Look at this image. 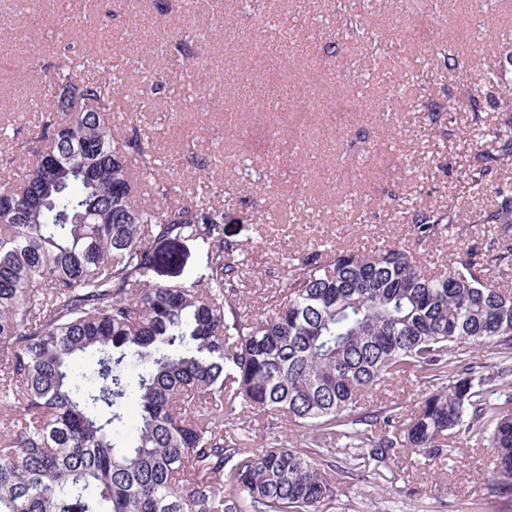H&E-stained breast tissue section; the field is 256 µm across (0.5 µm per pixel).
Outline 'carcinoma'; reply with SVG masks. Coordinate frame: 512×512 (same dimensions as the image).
Returning a JSON list of instances; mask_svg holds the SVG:
<instances>
[{
    "label": "carcinoma",
    "mask_w": 512,
    "mask_h": 512,
    "mask_svg": "<svg viewBox=\"0 0 512 512\" xmlns=\"http://www.w3.org/2000/svg\"><path fill=\"white\" fill-rule=\"evenodd\" d=\"M116 74L85 58L54 67L45 107L7 133L0 177V512H323L349 467L326 443L388 466L402 451L451 455L487 441L489 480L512 490V379L467 360L476 347L512 359V289L490 280L512 265V190L493 183L512 134L491 130L470 187L499 199L498 237L447 267L397 243L370 252L320 242L282 257L260 307L240 301L248 257L224 210L170 185L144 206L128 164L155 172L138 136L112 129ZM451 211L416 206L414 245L447 236ZM208 248L205 286L159 283L171 248ZM94 364L82 371L80 362ZM455 369L449 383L448 367ZM414 376L433 388L409 417L376 393ZM140 422L122 445L127 407ZM263 415L267 430L319 432L307 448H243L228 430Z\"/></svg>",
    "instance_id": "carcinoma-1"
}]
</instances>
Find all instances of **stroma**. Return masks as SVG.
Returning a JSON list of instances; mask_svg holds the SVG:
<instances>
[{"label":"stroma","instance_id":"stroma-1","mask_svg":"<svg viewBox=\"0 0 512 512\" xmlns=\"http://www.w3.org/2000/svg\"><path fill=\"white\" fill-rule=\"evenodd\" d=\"M46 0L25 10L0 0V125L28 127L44 90L46 66L99 55L104 41L121 64L118 135L139 134L156 157L159 183L185 198L223 207L224 226L247 246L242 297L259 305L286 253L314 238L373 249L407 240L413 206L452 210L463 228L423 247L428 260L488 241L496 225L492 192L470 191L472 155L492 147L489 129L506 112L497 72L512 83V0ZM278 71L260 77L269 45ZM445 48L451 62L434 60ZM208 59L196 69L197 57ZM403 70L407 87L386 106L383 68ZM480 77L476 89L460 74ZM158 92L144 94L145 75ZM348 108L334 116V97ZM305 127L295 133V109ZM479 109L484 122L468 126ZM452 111L454 133L440 135L430 112ZM236 118L225 136L224 115ZM224 163L214 195L186 153ZM355 173L354 182L340 180ZM483 442L462 439L450 459L402 456L381 475L343 479L331 512H512V493L494 489Z\"/></svg>","mask_w":512,"mask_h":512}]
</instances>
